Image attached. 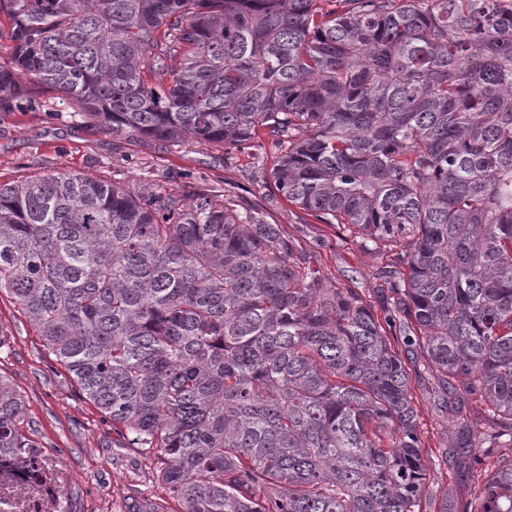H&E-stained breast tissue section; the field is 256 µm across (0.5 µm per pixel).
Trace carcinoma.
I'll return each instance as SVG.
<instances>
[{
	"label": "carcinoma",
	"instance_id": "obj_1",
	"mask_svg": "<svg viewBox=\"0 0 512 512\" xmlns=\"http://www.w3.org/2000/svg\"><path fill=\"white\" fill-rule=\"evenodd\" d=\"M0 0V106L239 149L282 196L399 249L383 317L210 190L0 183V291L181 512H512V0ZM412 330L453 428L425 446ZM0 376V448H30ZM478 481L433 491L427 463Z\"/></svg>",
	"mask_w": 512,
	"mask_h": 512
}]
</instances>
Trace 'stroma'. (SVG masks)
Instances as JSON below:
<instances>
[{"label":"stroma","instance_id":"1","mask_svg":"<svg viewBox=\"0 0 512 512\" xmlns=\"http://www.w3.org/2000/svg\"><path fill=\"white\" fill-rule=\"evenodd\" d=\"M40 99L37 106L18 100L0 109V183L66 172L119 181L134 191H168L175 186L174 173H183L187 185L227 191L237 203L281 225L321 269L327 286L356 289L374 310H381L387 285L376 272L394 264V252L367 249L342 227L288 203L270 178L278 154L270 138L242 151L191 140L167 145L137 134L104 133L93 118L72 112L55 93H42ZM0 376L12 382L25 403L28 436L55 452L70 470L67 495L74 512H177L157 477L156 461L119 447L111 419L85 398L4 292ZM412 385L421 397L422 438L439 447L452 422L437 403L424 398L422 377L413 376Z\"/></svg>","mask_w":512,"mask_h":512}]
</instances>
